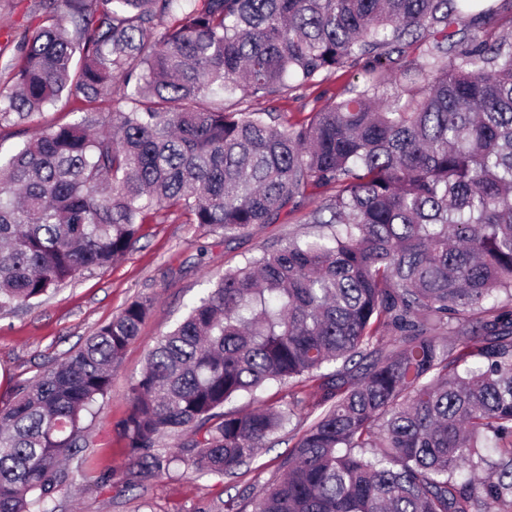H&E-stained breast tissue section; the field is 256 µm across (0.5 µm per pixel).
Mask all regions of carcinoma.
<instances>
[{
    "mask_svg": "<svg viewBox=\"0 0 512 512\" xmlns=\"http://www.w3.org/2000/svg\"><path fill=\"white\" fill-rule=\"evenodd\" d=\"M479 2L39 0L0 125L64 93L81 116L0 156V311L111 266L153 211L231 238L322 195L313 238L224 271L159 338L120 424L133 469L86 490L236 473L302 399L224 406L275 381L322 412L251 512H512V37ZM343 69L362 83L305 122L224 109ZM150 305L0 407V512L72 493L83 417Z\"/></svg>",
    "mask_w": 512,
    "mask_h": 512,
    "instance_id": "cac0c4a2",
    "label": "carcinoma"
}]
</instances>
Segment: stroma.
I'll return each instance as SVG.
<instances>
[{
	"instance_id": "35a3bbf8",
	"label": "stroma",
	"mask_w": 512,
	"mask_h": 512,
	"mask_svg": "<svg viewBox=\"0 0 512 512\" xmlns=\"http://www.w3.org/2000/svg\"><path fill=\"white\" fill-rule=\"evenodd\" d=\"M36 8L35 0H0V67L14 57L22 36L37 24ZM361 81L357 71L340 70L288 95L253 101L250 107L300 122L329 97ZM75 106L73 98L64 96L25 123L1 127L0 152L10 153L45 128L72 121ZM310 230L303 214L284 215L277 223L254 225L228 243L222 233L190 223L186 215L160 212L145 224L121 261L60 285L38 304L0 311V403L11 399L17 384L61 360L131 301L151 298L150 314L117 368L109 394L97 401L94 416L84 421L94 472H126L129 457L120 423L129 412V387L140 377L157 337L174 327L210 280L225 269L241 265L259 249L276 247L288 235L302 236ZM293 443V432L287 429L237 474L201 477L183 466L145 479L119 497L107 490L85 491L84 474L79 471L74 475L77 494L63 501L58 512H209L230 495L248 502L278 476Z\"/></svg>"
}]
</instances>
